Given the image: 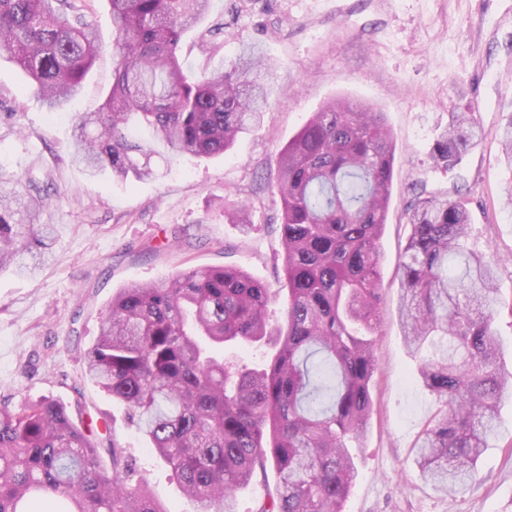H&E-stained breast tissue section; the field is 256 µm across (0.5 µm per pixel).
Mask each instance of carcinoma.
Masks as SVG:
<instances>
[{"label":"carcinoma","mask_w":512,"mask_h":512,"mask_svg":"<svg viewBox=\"0 0 512 512\" xmlns=\"http://www.w3.org/2000/svg\"><path fill=\"white\" fill-rule=\"evenodd\" d=\"M112 87L75 121L71 160L91 176L149 178L154 144L217 156L260 126L276 68L255 45L212 69L188 71L183 35L211 0H108ZM97 30L72 0H0V56L61 112L100 56ZM145 127L153 141L132 131ZM478 134L458 112L432 157L453 170ZM512 170V118L498 133ZM396 151L384 115L338 98L280 153L264 186L280 205L285 326L271 331V289L234 268H192L134 283L112 298L85 375L125 405L130 423L173 471L195 512H234L239 488L273 465L274 492L257 512H343L358 475L349 443L366 429L382 295L379 243ZM0 175V271L32 274L50 255L43 196ZM398 261L399 317L417 378L438 401L415 464L454 496L482 482L478 461L512 399L500 366L499 259L469 245L461 197L414 193ZM273 346L264 367H236L215 348ZM111 457L106 467L102 453ZM133 478L117 446L50 400L0 402V512H167Z\"/></svg>","instance_id":"carcinoma-1"}]
</instances>
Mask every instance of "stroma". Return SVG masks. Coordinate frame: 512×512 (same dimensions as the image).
<instances>
[{
  "label": "stroma",
  "instance_id": "1",
  "mask_svg": "<svg viewBox=\"0 0 512 512\" xmlns=\"http://www.w3.org/2000/svg\"><path fill=\"white\" fill-rule=\"evenodd\" d=\"M103 51L82 91L50 115L22 71L0 60V171L35 180L52 196L42 223L56 238L52 258L32 276L0 273V400L48 399L93 422L103 445L117 444L134 476L170 512H193L171 469L131 426L123 404L86 378L81 357L98 339L113 296L189 268L233 267L273 291L282 272L280 213L258 186L275 179L281 149L336 97L375 106L396 142L391 204L380 241L379 368L373 413L354 442L358 477L344 512H512V402L478 463L482 484L448 498L421 479L419 435L436 409L416 380L398 317L397 265L410 232L413 184L458 187L472 237L497 252L500 298L494 328L501 363L512 369V204L494 134L512 117V0H212L198 31L181 43L194 69L233 59L260 43L277 67L263 124L223 156H154V179L88 177L72 165L74 118L100 108L112 85L107 0H85ZM473 106L483 136L460 166L435 168L431 152L453 113ZM250 206L249 225L225 206Z\"/></svg>",
  "mask_w": 512,
  "mask_h": 512
}]
</instances>
